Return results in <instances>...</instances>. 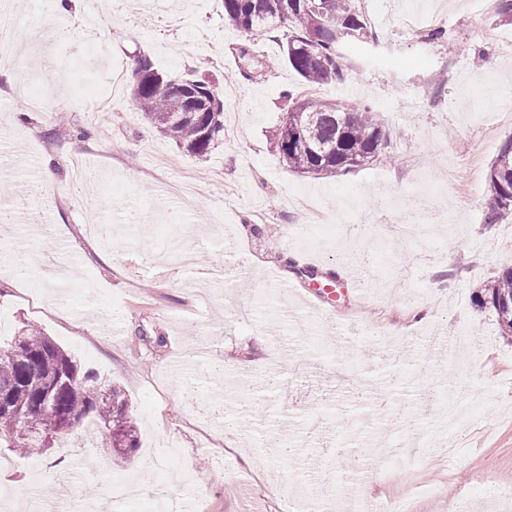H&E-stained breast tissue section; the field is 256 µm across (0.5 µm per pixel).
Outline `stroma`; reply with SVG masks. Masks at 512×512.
<instances>
[{
	"instance_id": "1",
	"label": "stroma",
	"mask_w": 512,
	"mask_h": 512,
	"mask_svg": "<svg viewBox=\"0 0 512 512\" xmlns=\"http://www.w3.org/2000/svg\"><path fill=\"white\" fill-rule=\"evenodd\" d=\"M372 36L342 49L343 84L318 98L364 104L387 148L315 178L271 139L300 77L283 42L225 22L221 0H74L55 49L65 82L27 43L25 70L55 84V112L0 70V156L51 159L49 221L18 200L0 237V342L24 326L125 394L139 445L112 453L78 429L29 455L0 447V512L31 475L69 512H151L158 498L207 512H286L333 494L342 512L406 500L410 512H512V339L474 297L512 264V217L484 223L486 171L512 137L498 98L512 85V21L449 0L441 39L410 36L408 0H355ZM259 51L243 70L239 48ZM206 75L225 95L211 151L179 149L136 109L129 70ZM120 102L88 112L112 64ZM337 289L313 342L285 349L293 306ZM451 345L433 343L440 333ZM457 446L433 460L435 443ZM412 448L393 459L387 447Z\"/></svg>"
}]
</instances>
